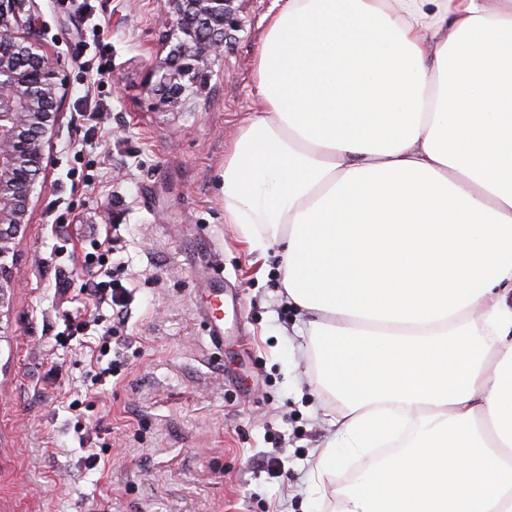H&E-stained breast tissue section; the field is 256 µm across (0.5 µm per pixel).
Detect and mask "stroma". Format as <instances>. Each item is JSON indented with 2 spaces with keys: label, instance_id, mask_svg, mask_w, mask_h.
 Returning a JSON list of instances; mask_svg holds the SVG:
<instances>
[{
  "label": "stroma",
  "instance_id": "35a3bbf8",
  "mask_svg": "<svg viewBox=\"0 0 512 512\" xmlns=\"http://www.w3.org/2000/svg\"><path fill=\"white\" fill-rule=\"evenodd\" d=\"M238 5L223 59L173 107L150 91L167 0H28L67 100L32 222L6 259L0 512L332 508L307 474L339 404L296 332L278 246L258 269L224 221V159L261 109L254 58L276 0ZM105 239L106 269L129 291L119 325L82 292L98 269L84 257ZM219 284L229 302L215 343L205 313ZM84 321L112 330L124 363L103 384Z\"/></svg>",
  "mask_w": 512,
  "mask_h": 512
}]
</instances>
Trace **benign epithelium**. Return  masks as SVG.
Wrapping results in <instances>:
<instances>
[{"label": "benign epithelium", "mask_w": 512, "mask_h": 512, "mask_svg": "<svg viewBox=\"0 0 512 512\" xmlns=\"http://www.w3.org/2000/svg\"><path fill=\"white\" fill-rule=\"evenodd\" d=\"M27 0H0V314L14 283L1 259L13 251L32 215L34 186L43 172L47 136L66 97L51 58L21 35ZM236 0H168L167 54L156 65L152 91L180 105L241 27Z\"/></svg>", "instance_id": "1"}]
</instances>
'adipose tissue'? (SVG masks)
<instances>
[{
	"instance_id": "1",
	"label": "adipose tissue",
	"mask_w": 512,
	"mask_h": 512,
	"mask_svg": "<svg viewBox=\"0 0 512 512\" xmlns=\"http://www.w3.org/2000/svg\"><path fill=\"white\" fill-rule=\"evenodd\" d=\"M224 221L281 247L341 409L336 512H512V0H284Z\"/></svg>"
}]
</instances>
